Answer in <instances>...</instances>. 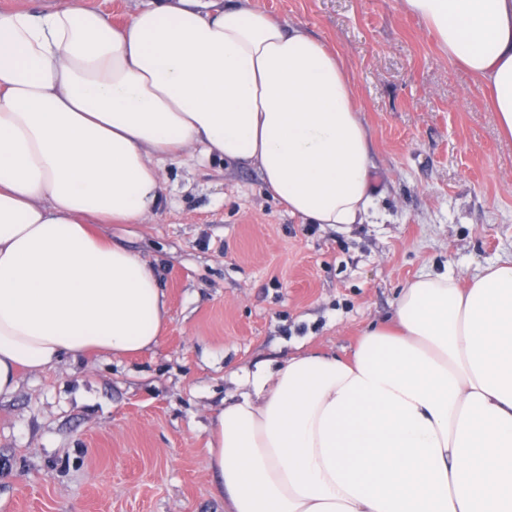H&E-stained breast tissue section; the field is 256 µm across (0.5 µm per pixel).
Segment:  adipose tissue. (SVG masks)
<instances>
[{
    "mask_svg": "<svg viewBox=\"0 0 512 512\" xmlns=\"http://www.w3.org/2000/svg\"><path fill=\"white\" fill-rule=\"evenodd\" d=\"M512 137V0H402ZM291 214L364 223L372 140L339 52L248 0L0 13V397L21 371L156 347L165 294L91 223L141 224L191 147ZM208 463L226 512H512V260L405 284L350 358L237 376Z\"/></svg>",
    "mask_w": 512,
    "mask_h": 512,
    "instance_id": "ef3b65f1",
    "label": "adipose tissue"
}]
</instances>
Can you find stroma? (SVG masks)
<instances>
[{
  "mask_svg": "<svg viewBox=\"0 0 512 512\" xmlns=\"http://www.w3.org/2000/svg\"><path fill=\"white\" fill-rule=\"evenodd\" d=\"M336 49L373 142L368 224L290 215L257 167L164 162L143 224H105L152 264L159 344L25 371L0 399V512H225L211 417L231 373L302 351L344 358L408 280L512 258V138L401 0H252Z\"/></svg>",
  "mask_w": 512,
  "mask_h": 512,
  "instance_id": "obj_1",
  "label": "stroma"
}]
</instances>
